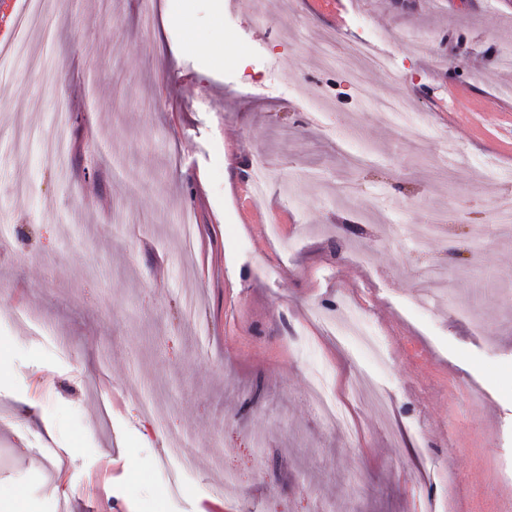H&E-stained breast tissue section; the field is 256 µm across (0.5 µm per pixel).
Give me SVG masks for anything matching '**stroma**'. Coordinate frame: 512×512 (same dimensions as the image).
I'll list each match as a JSON object with an SVG mask.
<instances>
[{
	"mask_svg": "<svg viewBox=\"0 0 512 512\" xmlns=\"http://www.w3.org/2000/svg\"><path fill=\"white\" fill-rule=\"evenodd\" d=\"M168 5L53 0L26 59L0 61V512H500L512 0H189L208 51L164 26ZM359 41L390 61L362 97L343 66ZM380 95L404 100L394 123ZM60 111L71 150L50 161ZM353 309L385 362L342 335ZM359 373L385 409L351 398ZM316 374L348 425L315 415Z\"/></svg>",
	"mask_w": 512,
	"mask_h": 512,
	"instance_id": "35a3bbf8",
	"label": "stroma"
}]
</instances>
